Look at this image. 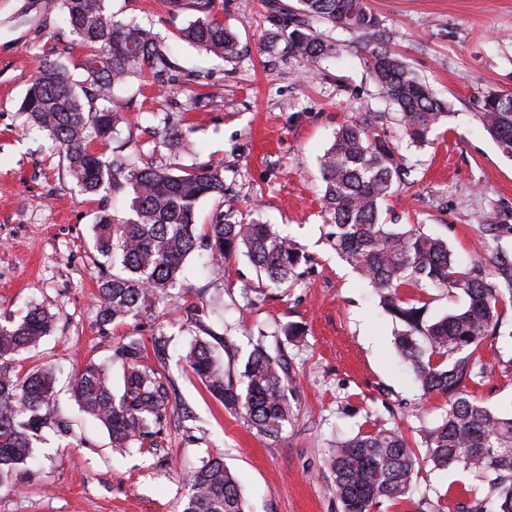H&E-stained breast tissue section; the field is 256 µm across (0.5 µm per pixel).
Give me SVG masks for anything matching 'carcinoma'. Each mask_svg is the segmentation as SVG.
Instances as JSON below:
<instances>
[{
    "label": "carcinoma",
    "mask_w": 512,
    "mask_h": 512,
    "mask_svg": "<svg viewBox=\"0 0 512 512\" xmlns=\"http://www.w3.org/2000/svg\"><path fill=\"white\" fill-rule=\"evenodd\" d=\"M107 0H50L65 15L73 40L94 51L78 66L85 85L77 86L69 64L52 62L28 88L21 110L31 126L46 133L62 151L68 175L86 195L130 189L129 212L119 217L98 211L93 247L112 266L101 273L97 292L100 322L122 323L153 316L184 280L187 257L208 252L216 272L239 255L263 274L273 288L292 284L306 261L301 245L274 224L215 214L200 233L196 207L200 200L224 196V166L208 161L174 171L164 165H140L135 151L118 147L107 155L94 149L106 142L123 121L125 104L116 90L130 76L150 72L161 86L178 84L179 65L152 29L118 20ZM174 11L192 10L195 19L180 29L182 40L218 58L238 54L235 34L214 12L215 0H170ZM312 20L340 26L357 35L365 62L383 97L396 108L403 137L414 145L450 114V102L438 98L385 45L386 36L366 0H297V7L272 6V37H282L292 53L314 63L336 54V44L320 38ZM476 116L500 151L512 156V94L483 96ZM374 117L345 123L320 158L324 183L322 211L327 239L336 253L374 288L381 306L400 325L394 348L410 368L423 395L447 397L441 420L423 424L424 456L399 427L336 442L328 467L342 512H375L385 501L398 502L410 490L419 463L436 469L460 467L493 476L486 496L473 512H512V414L493 410L476 397L494 364L482 352L485 340L498 336L501 308L512 305V248L502 237L508 224H487L489 237L461 264L448 243L420 225L398 227L382 220V203L405 182L406 159L385 135L373 131ZM157 143L174 154L194 144L173 119L154 131ZM430 285L463 296L456 312L437 318L428 305L407 300L400 289ZM55 316L33 306L19 320L0 318V487L15 484L20 465L32 458L33 440L51 418L55 375L50 367L20 374L15 356L39 345ZM143 339L130 336L113 358L122 363L120 394L112 391L108 371L84 363L73 392L83 410L109 432L112 447L125 450L159 432L177 401L170 379L146 362ZM224 406L247 420L265 437L277 438L290 417L287 361L264 343L254 345L242 380L224 375L210 344L197 340L185 355ZM190 493L183 512H246L236 476L219 458L209 459L189 477Z\"/></svg>",
    "instance_id": "1"
}]
</instances>
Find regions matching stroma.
<instances>
[{"mask_svg": "<svg viewBox=\"0 0 512 512\" xmlns=\"http://www.w3.org/2000/svg\"><path fill=\"white\" fill-rule=\"evenodd\" d=\"M389 36L433 91L452 104L445 122L422 146L398 135L391 107L374 84L354 33L324 22L314 28L336 41L339 54L318 63L269 45V0H216L215 13L238 37L239 54L227 62L183 42L179 31L192 11L174 13L169 0H107L124 21L150 26L172 48L184 71L200 72L192 85L195 107L184 115L197 145L193 155L169 157L154 146L151 128L164 116L151 75L134 77L119 94L128 122L116 140L142 144L144 160L190 168L224 164L225 196L197 205L199 226L216 210L278 225L310 261L291 287H268L246 258L216 279L203 268L205 251L189 256L184 285L155 316L100 327L96 306L100 256L92 225L101 204L80 194L60 155L44 136L26 133L21 103L50 62L76 64L87 54L73 44L60 11L44 0H0V314L22 316L38 305L55 314L49 336L14 363L18 372L48 365L57 376V410L67 436L44 428L34 443L37 460L16 486L0 488V512H182L187 478L203 461L222 458L238 477L248 512H342L327 466L329 448L360 432L401 426L412 443L421 423L440 420L442 396H423L399 366L397 329L368 283L330 247L321 213L318 159L338 126L380 114V128L396 138L410 167L406 185L382 205L390 224H420L467 258L480 243L491 213L512 219V158L479 125L478 92L512 94V0H368ZM252 280L258 301L239 325L238 279ZM165 337L149 360L171 380L177 408L153 443L112 450L104 426L82 412L70 394L84 362L119 378L112 349L124 337ZM210 343L231 377H239L257 339L283 340L288 355L291 420L279 438L260 436L225 409L186 365L194 339ZM416 406L404 417L400 403ZM488 481L459 468L422 464L410 494L379 512H467Z\"/></svg>", "mask_w": 512, "mask_h": 512, "instance_id": "stroma-1", "label": "stroma"}]
</instances>
